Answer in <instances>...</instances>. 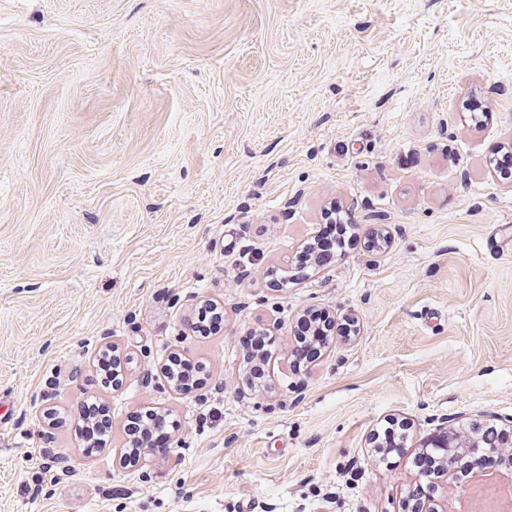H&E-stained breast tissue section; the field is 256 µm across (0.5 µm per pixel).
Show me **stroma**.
Wrapping results in <instances>:
<instances>
[{
	"label": "stroma",
	"instance_id": "1",
	"mask_svg": "<svg viewBox=\"0 0 512 512\" xmlns=\"http://www.w3.org/2000/svg\"><path fill=\"white\" fill-rule=\"evenodd\" d=\"M501 148L512 0H0V512H403L439 420L512 429ZM335 203L386 248L273 288ZM312 308L358 332L297 369ZM254 328L274 371L243 397ZM173 353L202 367L191 393ZM90 396L112 434L88 457L50 416ZM141 408L175 447L123 467ZM391 418L409 454L386 468ZM224 325V313L218 307L201 306L192 320V331L200 336L219 332Z\"/></svg>",
	"mask_w": 512,
	"mask_h": 512
}]
</instances>
